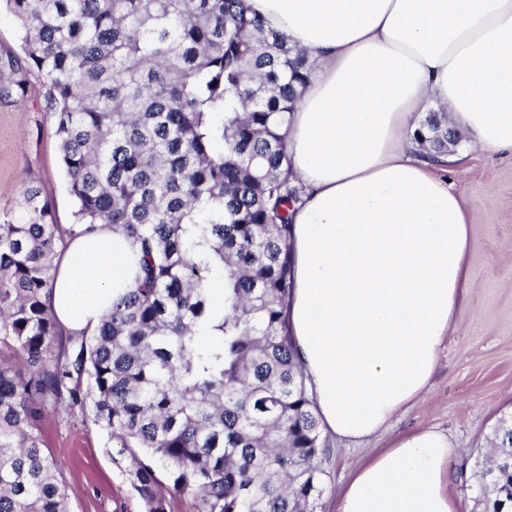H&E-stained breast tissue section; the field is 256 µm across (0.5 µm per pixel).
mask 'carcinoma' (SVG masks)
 Listing matches in <instances>:
<instances>
[{
    "label": "carcinoma",
    "instance_id": "obj_1",
    "mask_svg": "<svg viewBox=\"0 0 512 512\" xmlns=\"http://www.w3.org/2000/svg\"><path fill=\"white\" fill-rule=\"evenodd\" d=\"M0 102L45 83L76 223L139 248L134 285L90 334L52 308L62 227L34 186L0 216V512H69L37 426L91 405L145 512H316L325 442L286 329L301 187L278 132L313 62L249 0H5ZM417 133L448 152V121ZM224 278V309L211 284ZM477 462L483 512L512 491V416ZM167 483H162V480ZM19 45L18 25L5 5H2L0 9V47L17 50Z\"/></svg>",
    "mask_w": 512,
    "mask_h": 512
}]
</instances>
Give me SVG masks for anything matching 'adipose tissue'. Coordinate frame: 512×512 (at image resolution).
<instances>
[{
	"label": "adipose tissue",
	"instance_id": "obj_1",
	"mask_svg": "<svg viewBox=\"0 0 512 512\" xmlns=\"http://www.w3.org/2000/svg\"><path fill=\"white\" fill-rule=\"evenodd\" d=\"M266 29L317 61L283 128L305 189L289 240L288 334L321 427L358 442L388 429L432 384L471 306L472 213L416 155L428 108L477 153L512 150V0H250ZM129 239H70L53 309L93 330L136 278ZM456 448L433 427L398 435L342 484L336 512H463Z\"/></svg>",
	"mask_w": 512,
	"mask_h": 512
}]
</instances>
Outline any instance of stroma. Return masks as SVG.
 I'll list each match as a JSON object with an SVG mask.
<instances>
[{
  "instance_id": "stroma-1",
  "label": "stroma",
  "mask_w": 512,
  "mask_h": 512,
  "mask_svg": "<svg viewBox=\"0 0 512 512\" xmlns=\"http://www.w3.org/2000/svg\"><path fill=\"white\" fill-rule=\"evenodd\" d=\"M43 80L27 94L0 103V210L33 185L49 201L57 224L69 229L73 202L54 133L43 109ZM445 179L474 208L471 251L473 303L440 355L425 397L383 434L353 443L326 436V474L318 512H336L351 472L399 434L434 426L457 448L452 486L466 512H479L474 466L485 457L497 419L512 412V153L483 154L468 167L449 165ZM61 466L69 512H144L122 463L118 440L92 411L45 407L38 423Z\"/></svg>"
}]
</instances>
